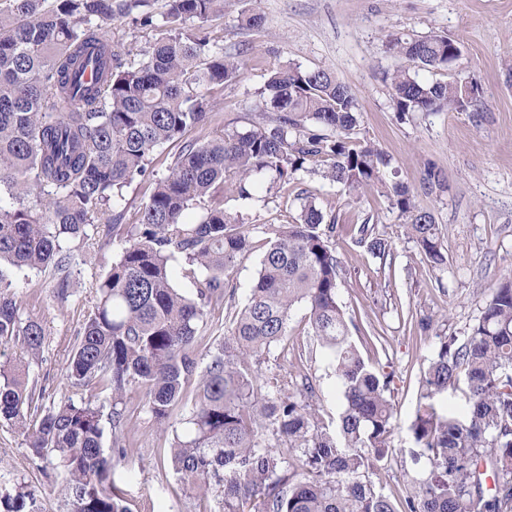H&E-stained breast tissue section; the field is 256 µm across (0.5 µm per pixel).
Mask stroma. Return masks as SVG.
Returning a JSON list of instances; mask_svg holds the SVG:
<instances>
[{"mask_svg": "<svg viewBox=\"0 0 512 512\" xmlns=\"http://www.w3.org/2000/svg\"><path fill=\"white\" fill-rule=\"evenodd\" d=\"M264 21L244 27L245 14ZM211 27L226 53L239 56L240 76L210 90L218 122L244 131L258 119L255 105L274 66L298 64L330 68L349 86L359 123L355 136L379 145L398 178L430 210L448 252L443 269L432 268L406 234L380 188L351 197L341 187L298 174L288 188L258 185L252 201H228L227 214L245 225L254 242L233 274L235 293L224 302L223 320L243 306L256 278L271 225L299 213L298 194L336 211L346 232L333 241L340 262L338 300L356 329L351 341L364 360L394 375L395 414L387 438L388 459L374 475L377 489L400 501L422 464L412 456L409 426L420 396V381L437 334L463 335L487 295L503 276L512 275V0H224V14ZM447 35L461 46L459 76L478 87L468 112H394L387 73L407 67L388 46L392 35ZM442 188L425 190L428 172ZM371 220L392 244L390 254L372 257L356 241L355 227ZM123 242L98 222L88 239L74 244L76 275L71 297L58 305L50 275L8 269L11 289L24 316L40 320L46 343L39 362L27 366L29 379L45 386L49 399L69 392L64 366L77 330L96 300V288L120 255ZM434 320L436 335L419 328ZM287 344L271 348L263 376L290 381L309 375L316 388L312 403L324 423L335 424L343 408L334 366L312 335L305 310H296ZM383 328V341L370 339ZM129 456L112 478L124 491L128 512H203L216 504L220 487L206 499L186 490L171 464L172 432L160 431L147 414L128 427ZM23 435L0 427V487L34 479Z\"/></svg>", "mask_w": 512, "mask_h": 512, "instance_id": "obj_1", "label": "stroma"}]
</instances>
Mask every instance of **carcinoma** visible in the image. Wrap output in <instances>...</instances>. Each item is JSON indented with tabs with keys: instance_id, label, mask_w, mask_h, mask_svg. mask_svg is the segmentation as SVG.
<instances>
[{
	"instance_id": "carcinoma-1",
	"label": "carcinoma",
	"mask_w": 512,
	"mask_h": 512,
	"mask_svg": "<svg viewBox=\"0 0 512 512\" xmlns=\"http://www.w3.org/2000/svg\"><path fill=\"white\" fill-rule=\"evenodd\" d=\"M148 0H0V343L37 361L42 322L23 318L3 269L49 272L58 304L74 275L69 243L112 211V235L125 241L98 285L65 373L80 399L45 405L46 388L0 363V422L24 435L36 471L65 474L59 512H127L112 468L127 457V401L160 424L185 404L189 416L171 445L173 468L192 491L224 486L218 512H512V276L487 298L464 336H437L410 424L423 475L396 507L372 476L388 455L394 408L392 374L369 366L352 345L338 301L339 261L333 211L297 195L298 217L274 225L258 276L224 336L200 365L201 328L224 307V288L251 250L249 232L224 210L227 186L253 198L260 181L283 188L299 172L355 193L378 186L398 211L431 267L447 265L433 213L411 189L387 180L391 160L376 144L355 141L349 87L329 69L274 67L257 108L265 121L244 132L215 122L207 91L240 76L241 61L181 24L224 15V0H168L166 24L140 52L112 41V21ZM399 56L427 70H453L458 41L434 35L394 37ZM394 111L466 112L478 88L455 74L428 82L406 68L390 81ZM208 131L204 139L192 137ZM180 143L167 173L155 160ZM148 180L138 222L117 210L123 188ZM358 243L384 259L389 241L370 219ZM182 258L196 284L189 298L174 287L170 264ZM307 310L313 336L335 366L343 397L336 430L323 425L306 375L294 390L263 380L262 359L290 333L294 309ZM465 385L467 412L441 396ZM109 392L112 457L104 455ZM288 444V453L279 450ZM0 512H43L37 487L0 489Z\"/></svg>"
}]
</instances>
